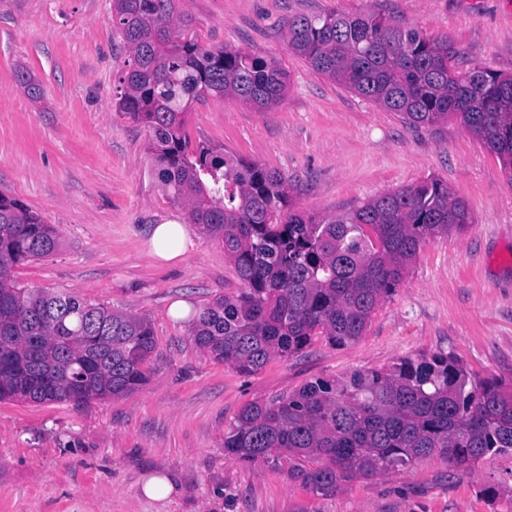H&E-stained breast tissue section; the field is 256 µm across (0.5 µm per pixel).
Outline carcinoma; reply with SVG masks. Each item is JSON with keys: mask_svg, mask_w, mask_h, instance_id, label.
Masks as SVG:
<instances>
[{"mask_svg": "<svg viewBox=\"0 0 512 512\" xmlns=\"http://www.w3.org/2000/svg\"><path fill=\"white\" fill-rule=\"evenodd\" d=\"M179 2L113 0L112 26L132 56L120 111L150 129L165 190L221 242L241 283L200 310L194 344L249 374L317 334L335 347L356 343L421 247L472 222L466 203L429 178L317 219L287 209L284 174L205 142L190 148L193 103L232 97L270 109L288 80L273 60L185 38ZM288 49L411 127L459 120L512 180V76L457 69L448 38L373 14L331 13L289 19ZM57 244L52 225L0 195V401L87 404L143 388L157 346L150 320L18 287L13 270ZM224 452L247 462L284 453L323 459L295 475L322 495L430 456L462 466L512 454V382L480 378L442 354L340 381L318 377L245 405L224 433Z\"/></svg>", "mask_w": 512, "mask_h": 512, "instance_id": "carcinoma-1", "label": "carcinoma"}]
</instances>
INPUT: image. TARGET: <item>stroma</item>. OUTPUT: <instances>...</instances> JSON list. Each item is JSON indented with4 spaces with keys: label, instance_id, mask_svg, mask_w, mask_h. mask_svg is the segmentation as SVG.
I'll return each instance as SVG.
<instances>
[{
    "label": "stroma",
    "instance_id": "1",
    "mask_svg": "<svg viewBox=\"0 0 512 512\" xmlns=\"http://www.w3.org/2000/svg\"><path fill=\"white\" fill-rule=\"evenodd\" d=\"M187 38L274 60L284 102L195 103L191 144L206 142L288 176L290 206L313 216L434 177L472 222L430 240L362 338L313 337L300 353L245 374L190 335L192 315L240 286L232 260L164 192L150 132L120 112L131 60L112 0H0V194L53 225L59 245L14 271L51 290L151 320L158 347L140 390L83 405L0 402V512H512V455L459 467L440 457L357 478L319 495L291 478L312 461L246 463L224 454L241 408L320 377L342 380L402 358L452 355L483 377L512 380V179L458 121L411 128L316 74L289 50L296 15L376 14L445 36L459 67L512 75V0H186ZM28 71L39 98L19 81ZM192 239L181 260L151 253L153 225ZM173 478L172 501L144 496ZM142 489L146 497L161 501L172 497L175 485L166 475H151L144 480Z\"/></svg>",
    "mask_w": 512,
    "mask_h": 512
}]
</instances>
